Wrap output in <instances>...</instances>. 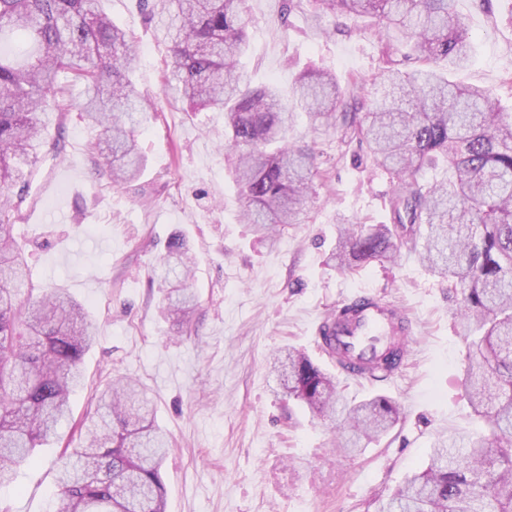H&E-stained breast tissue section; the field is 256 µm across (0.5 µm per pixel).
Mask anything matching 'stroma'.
Instances as JSON below:
<instances>
[{
	"label": "stroma",
	"mask_w": 512,
	"mask_h": 512,
	"mask_svg": "<svg viewBox=\"0 0 512 512\" xmlns=\"http://www.w3.org/2000/svg\"><path fill=\"white\" fill-rule=\"evenodd\" d=\"M103 6L133 32V79L157 97L160 112L139 131L146 168L122 189L110 185L97 130L75 110L49 116L13 234L31 256L35 284L82 304L97 337L83 359L72 423L0 487V512H56L55 461L64 446H77L78 420L96 409L93 388L121 376L149 388L172 441L162 470L166 512H373L378 498L426 467L439 438L481 427L460 387L464 331L447 281L406 245L393 264L348 271L328 263L343 221L390 223L393 180L342 130L313 129L303 115L295 132L315 148L320 171L308 219L285 226L276 241L260 238L241 217L223 113L190 112L163 98L169 43L138 0ZM281 6L247 0L250 47L240 66L254 82L286 90L316 66L340 82L365 84L382 67V44L363 19L318 22L297 10L282 15ZM457 9L473 55L454 80L491 88L511 107L512 0H457ZM176 236L194 256L198 307L187 334L162 318V295L149 283ZM364 291L409 308L416 326L406 365L393 378H337L347 402L382 394L401 409L380 441L348 453L334 422L281 400L270 361L297 348L328 367L316 325Z\"/></svg>",
	"instance_id": "1"
}]
</instances>
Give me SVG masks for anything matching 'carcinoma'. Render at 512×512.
I'll use <instances>...</instances> for the list:
<instances>
[{
  "mask_svg": "<svg viewBox=\"0 0 512 512\" xmlns=\"http://www.w3.org/2000/svg\"><path fill=\"white\" fill-rule=\"evenodd\" d=\"M148 20L171 43L164 92L191 111L224 112V149L236 158L235 183L247 223L263 237L308 219L318 173L312 145L288 139L296 112L326 129L343 126L366 146L372 164L393 173L392 224H350L331 259L345 270L397 261L402 245L451 283L464 328L461 387L488 434L460 431L437 440L430 463L375 512H512V112L491 89L449 74L471 58L456 0H284L283 15L317 21L350 15L376 28L399 56L380 69V97L360 111L358 83L342 86L308 69L288 94L252 84L238 68L248 50L245 0H140ZM136 40L103 10L102 0H0V485L32 459L71 414L83 384V357L95 339L84 308L56 290L37 297L14 214L36 163L52 112L79 107L112 155V183L140 175L136 138L154 101L134 85ZM411 61L415 69L401 63ZM85 98L74 103L73 90ZM435 172L432 180L418 178ZM191 258L175 238L154 268L164 316L189 322L195 296L186 282ZM283 396L338 419L352 438L371 441L399 418L390 397L343 403L332 375L288 349ZM96 411L79 423L85 444L59 457L58 512H165L161 469L168 439L147 388L130 379L95 393Z\"/></svg>",
  "mask_w": 512,
  "mask_h": 512,
  "instance_id": "carcinoma-1",
  "label": "carcinoma"
}]
</instances>
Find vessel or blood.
Segmentation results:
<instances>
[{
    "instance_id": "vessel-or-blood-1",
    "label": "vessel or blood",
    "mask_w": 512,
    "mask_h": 512,
    "mask_svg": "<svg viewBox=\"0 0 512 512\" xmlns=\"http://www.w3.org/2000/svg\"><path fill=\"white\" fill-rule=\"evenodd\" d=\"M413 326L407 308L366 293L338 304L319 322L316 339L341 376L361 382L400 370L409 355Z\"/></svg>"
}]
</instances>
